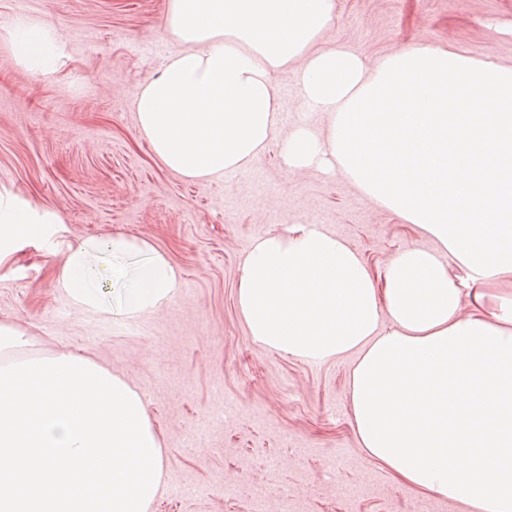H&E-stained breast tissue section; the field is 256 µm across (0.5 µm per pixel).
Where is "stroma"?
<instances>
[{
	"mask_svg": "<svg viewBox=\"0 0 512 512\" xmlns=\"http://www.w3.org/2000/svg\"><path fill=\"white\" fill-rule=\"evenodd\" d=\"M166 0H0V187L61 219L46 242L0 265V322L42 351L93 359L143 398L164 453L150 512H468L397 479L359 446L347 378L356 353L325 361L254 343L236 290L257 238L315 224L374 272L415 242L399 217L342 173L286 172L279 143L248 167L190 180L153 156L136 95L179 46ZM25 14L67 46L39 76L4 28ZM512 0H339L325 36L368 61L411 43L512 64ZM280 126L325 131L295 73L276 75ZM125 234L165 253L181 280L167 305L118 320L75 306L55 270L68 244Z\"/></svg>",
	"mask_w": 512,
	"mask_h": 512,
	"instance_id": "35a3bbf8",
	"label": "stroma"
}]
</instances>
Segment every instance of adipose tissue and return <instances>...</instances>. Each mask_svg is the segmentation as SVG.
Returning a JSON list of instances; mask_svg holds the SVG:
<instances>
[{"label":"adipose tissue","mask_w":512,"mask_h":512,"mask_svg":"<svg viewBox=\"0 0 512 512\" xmlns=\"http://www.w3.org/2000/svg\"><path fill=\"white\" fill-rule=\"evenodd\" d=\"M337 14L338 0H168L180 49L139 91V129L188 179L246 167L280 139L288 170L341 171L429 239L378 277L313 224L258 238L238 309L268 349L359 352L348 382L359 444L395 478L470 512H512V65L420 44L371 64L324 45ZM6 34L27 70L61 67L65 46L43 22L19 15ZM288 70L325 133L279 132L273 77ZM57 222L1 189L0 263ZM56 277L83 311L118 318L180 288L164 253L123 234L68 247Z\"/></svg>","instance_id":"ef3b65f1"}]
</instances>
